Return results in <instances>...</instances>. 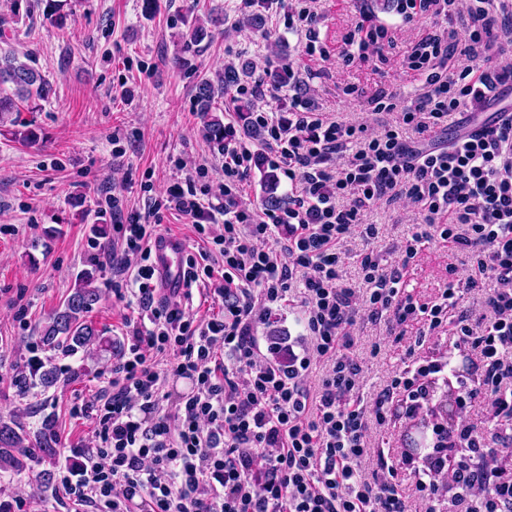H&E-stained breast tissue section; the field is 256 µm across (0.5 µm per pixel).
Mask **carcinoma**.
I'll return each instance as SVG.
<instances>
[{"instance_id": "carcinoma-1", "label": "carcinoma", "mask_w": 512, "mask_h": 512, "mask_svg": "<svg viewBox=\"0 0 512 512\" xmlns=\"http://www.w3.org/2000/svg\"><path fill=\"white\" fill-rule=\"evenodd\" d=\"M44 15L58 28L64 27L67 12L62 0H43ZM224 22L222 8L209 10L206 20L195 19L188 26L186 39L191 43H201L209 37L207 24L217 25ZM250 75L247 63L236 67L231 65L224 70L218 83L205 81L198 86L196 93L197 112L203 123V134L217 146L224 145V121L215 114L214 102L217 97L228 96L231 91L244 82ZM51 85L46 77L31 64L28 54L18 57L14 52L0 54V123L10 124L7 130L13 139L22 142L34 141L36 133L29 123L20 118V106L26 105L28 111L41 109V103L47 101ZM96 274L93 270L82 273L63 304L47 318L40 329L37 347L43 352L63 348L76 353L80 350L92 359L103 353L113 351V340L104 337L89 314L101 300V289L95 285ZM58 382L57 367L52 358L33 357L17 368L12 383L21 397H27L36 388L45 392ZM58 445V432L54 418L46 416L34 434L27 433L19 423L12 420H0V473L20 474L26 469L29 449L38 448L43 458L55 459Z\"/></svg>"}]
</instances>
